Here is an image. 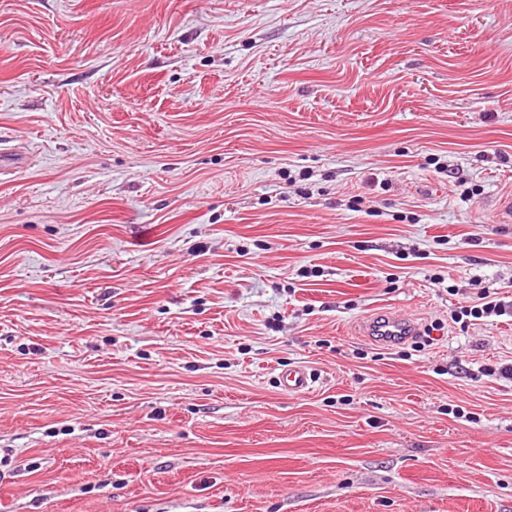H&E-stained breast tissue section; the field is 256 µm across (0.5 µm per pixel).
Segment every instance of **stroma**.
Wrapping results in <instances>:
<instances>
[{
	"mask_svg": "<svg viewBox=\"0 0 512 512\" xmlns=\"http://www.w3.org/2000/svg\"><path fill=\"white\" fill-rule=\"evenodd\" d=\"M0 153V512H512V0H0ZM476 298L473 305L461 306L459 311L455 310V319L458 321L462 320L463 317H473L474 319H480L482 317H488L491 315L501 316L505 314V307L500 301L488 300L490 297L486 291L477 292ZM417 325L397 311H383L371 316L365 324L366 336L373 341L391 346L416 336ZM312 377L307 370L303 368L288 369L280 377V385L288 393L300 394L311 387Z\"/></svg>",
	"mask_w": 512,
	"mask_h": 512,
	"instance_id": "35a3bbf8",
	"label": "stroma"
}]
</instances>
